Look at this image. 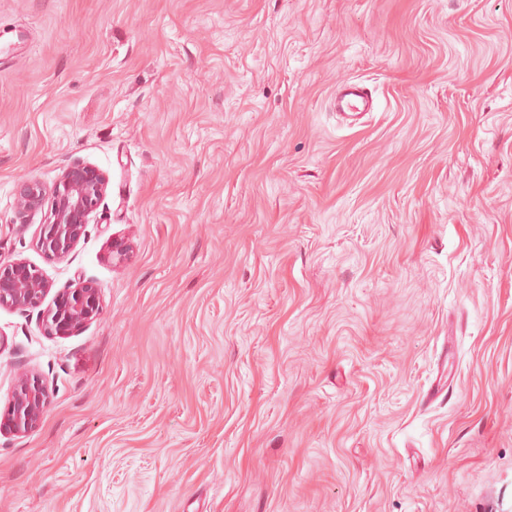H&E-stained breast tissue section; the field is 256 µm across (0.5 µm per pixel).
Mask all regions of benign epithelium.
Listing matches in <instances>:
<instances>
[{"label": "benign epithelium", "mask_w": 512, "mask_h": 512, "mask_svg": "<svg viewBox=\"0 0 512 512\" xmlns=\"http://www.w3.org/2000/svg\"><path fill=\"white\" fill-rule=\"evenodd\" d=\"M107 177L82 163L68 166L48 188L27 180L18 189L21 213L42 209L51 199L48 219L41 225L36 245L44 254L64 257L77 244L89 215L106 194ZM50 286L35 267L24 261L0 266V307L18 309L39 306ZM101 310L98 289L88 281L59 292L45 311L43 325L49 334H68L95 320ZM47 386L28 376L19 378L8 405L0 411V433L21 434L35 428L49 403Z\"/></svg>", "instance_id": "benign-epithelium-1"}]
</instances>
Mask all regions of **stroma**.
Segmentation results:
<instances>
[{
	"label": "stroma",
	"instance_id": "1",
	"mask_svg": "<svg viewBox=\"0 0 512 512\" xmlns=\"http://www.w3.org/2000/svg\"><path fill=\"white\" fill-rule=\"evenodd\" d=\"M75 161L108 189L55 259L17 190ZM18 260L101 311L0 307V408L50 391L0 512H512V0H0ZM373 107V99L363 86L358 83H343L336 92V109L349 122L350 127L355 117L368 112ZM101 310L98 289L91 282L59 292L53 306L44 313L43 325L49 334H68L95 320Z\"/></svg>",
	"mask_w": 512,
	"mask_h": 512
}]
</instances>
